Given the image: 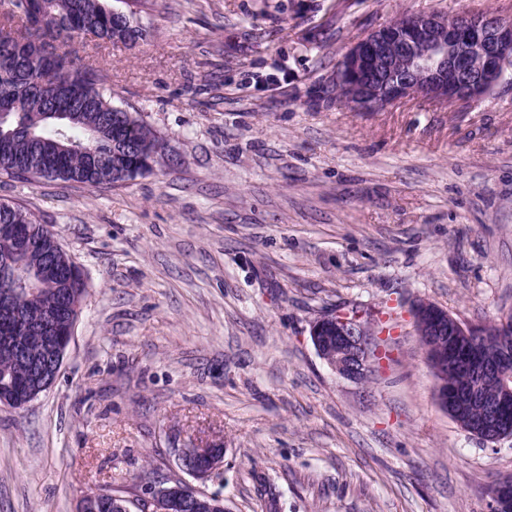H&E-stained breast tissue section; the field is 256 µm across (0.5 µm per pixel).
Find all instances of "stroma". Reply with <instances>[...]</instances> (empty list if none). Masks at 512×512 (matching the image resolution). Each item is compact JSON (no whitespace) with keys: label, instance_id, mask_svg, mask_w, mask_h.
Here are the masks:
<instances>
[{"label":"stroma","instance_id":"stroma-1","mask_svg":"<svg viewBox=\"0 0 512 512\" xmlns=\"http://www.w3.org/2000/svg\"><path fill=\"white\" fill-rule=\"evenodd\" d=\"M148 0L147 40L81 39L117 105L166 144L125 185L26 183L0 201L52 229L86 278L54 385L0 407V512H74L179 448L224 443L207 491L230 512H491L512 439L486 444L441 408L414 301L472 325L512 317V84L464 109L336 103L358 38L404 13L512 0ZM277 88L254 80L275 59ZM381 323L363 382L310 329Z\"/></svg>","mask_w":512,"mask_h":512}]
</instances>
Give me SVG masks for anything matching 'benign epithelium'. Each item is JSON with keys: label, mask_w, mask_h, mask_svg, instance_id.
<instances>
[{"label": "benign epithelium", "mask_w": 512, "mask_h": 512, "mask_svg": "<svg viewBox=\"0 0 512 512\" xmlns=\"http://www.w3.org/2000/svg\"><path fill=\"white\" fill-rule=\"evenodd\" d=\"M512 79V22L493 14L463 13L453 18L440 14L407 15L383 24L357 39L345 53L331 80L340 101L354 112H382L408 101L435 106L466 107L493 93ZM32 241L0 238V266L26 252ZM33 300L37 289L26 279L17 287L0 290V314L19 325H28L25 311L11 299L20 289ZM80 303L69 304L66 321L57 312L46 314L42 350L29 356L20 336L0 338V358L27 367L29 388L21 393L13 379H0V404L21 408L47 391L57 378L68 348ZM416 336L427 340L428 363L435 374L440 405L458 417L473 401L475 389L452 386L444 380L450 369L475 377L499 379L498 397L486 407L480 421H462L463 430L484 442L512 438V426L500 422V412L512 405V354L496 356L480 345L481 328L465 324L447 310L419 300L413 306ZM377 330L355 314H326L310 330L318 355L340 377L360 382L372 372L378 357L372 336ZM181 470L191 480L158 481L136 497L112 496L115 512H214L224 498L207 492L210 480L224 462L222 441L191 445L178 453ZM492 512H512V478L498 480L492 488Z\"/></svg>", "instance_id": "benign-epithelium-1"}]
</instances>
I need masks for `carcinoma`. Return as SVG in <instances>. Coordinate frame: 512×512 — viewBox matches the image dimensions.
<instances>
[{
    "instance_id": "cac0c4a2",
    "label": "carcinoma",
    "mask_w": 512,
    "mask_h": 512,
    "mask_svg": "<svg viewBox=\"0 0 512 512\" xmlns=\"http://www.w3.org/2000/svg\"><path fill=\"white\" fill-rule=\"evenodd\" d=\"M134 43L149 35L136 17L118 22L109 0H32L24 11H0V174L31 182H78L115 186L124 173L143 175V159L162 141L142 118L116 105L112 85L94 60L71 49L77 38L115 45L116 29ZM51 247L55 233L20 205L0 203V225ZM71 256L61 251L58 274L38 297L15 302L32 319L59 304L61 293L82 295L80 276L67 275ZM491 343L512 346V328L485 327Z\"/></svg>"
}]
</instances>
